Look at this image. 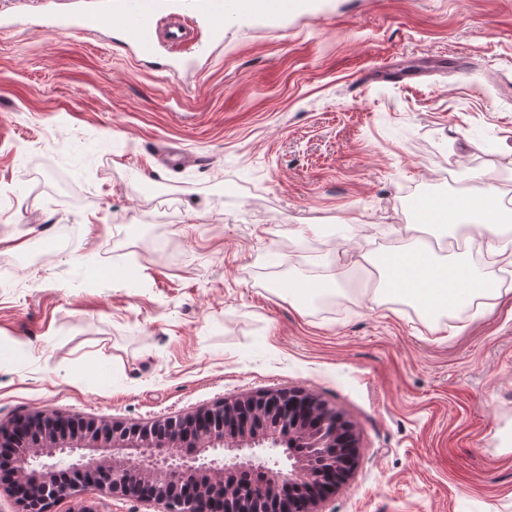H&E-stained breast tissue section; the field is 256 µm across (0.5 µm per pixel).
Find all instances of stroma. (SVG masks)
Here are the masks:
<instances>
[{
  "mask_svg": "<svg viewBox=\"0 0 512 512\" xmlns=\"http://www.w3.org/2000/svg\"><path fill=\"white\" fill-rule=\"evenodd\" d=\"M87 2L0 0V425L302 390L358 437L322 512H512V300L444 336L369 303L351 243L404 246L418 202L512 166V0H318L220 43L196 19L152 57L37 29ZM339 270L342 294L293 302ZM85 504L157 512L90 488L51 512Z\"/></svg>",
  "mask_w": 512,
  "mask_h": 512,
  "instance_id": "1",
  "label": "stroma"
}]
</instances>
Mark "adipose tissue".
Here are the masks:
<instances>
[{
  "label": "adipose tissue",
  "mask_w": 512,
  "mask_h": 512,
  "mask_svg": "<svg viewBox=\"0 0 512 512\" xmlns=\"http://www.w3.org/2000/svg\"><path fill=\"white\" fill-rule=\"evenodd\" d=\"M497 193L478 188L452 198L444 218L426 217L419 236L396 250L368 252L380 274L374 302L399 300L425 320L437 322L458 314L479 299L503 297L499 285L473 263L468 249L476 245L512 266V248L504 242L512 212L495 209Z\"/></svg>",
  "instance_id": "1"
}]
</instances>
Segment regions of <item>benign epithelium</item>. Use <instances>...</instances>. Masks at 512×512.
<instances>
[{
  "label": "benign epithelium",
  "instance_id": "obj_1",
  "mask_svg": "<svg viewBox=\"0 0 512 512\" xmlns=\"http://www.w3.org/2000/svg\"><path fill=\"white\" fill-rule=\"evenodd\" d=\"M324 413L316 429L299 430L308 448H323L318 456L308 448H258L246 435L224 433V416L244 402L254 412L274 413L297 400ZM205 417L208 423L192 432L186 418ZM0 448L15 460L13 488L40 503L41 512L89 486L92 471L104 475L93 485L102 493L136 498L163 506V512H316V506L349 480L358 456L352 423L330 418L329 407L303 391L248 395L225 399L210 407L169 419L158 431L149 423H107L74 419L65 414H38L30 434L0 430ZM222 452V458L214 457ZM79 454L66 464L52 459ZM147 484L152 493L144 495Z\"/></svg>",
  "mask_w": 512,
  "mask_h": 512
}]
</instances>
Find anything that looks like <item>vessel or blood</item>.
<instances>
[{
    "label": "vessel or blood",
    "instance_id": "vessel-or-blood-1",
    "mask_svg": "<svg viewBox=\"0 0 512 512\" xmlns=\"http://www.w3.org/2000/svg\"><path fill=\"white\" fill-rule=\"evenodd\" d=\"M306 0H95L92 8L52 14L41 25L48 36L91 34L103 27L120 28L141 55L150 56L160 42L187 40V17L203 20L214 40L224 37V25L242 15L277 23L283 16L304 12ZM166 19V29L157 20Z\"/></svg>",
    "mask_w": 512,
    "mask_h": 512
}]
</instances>
